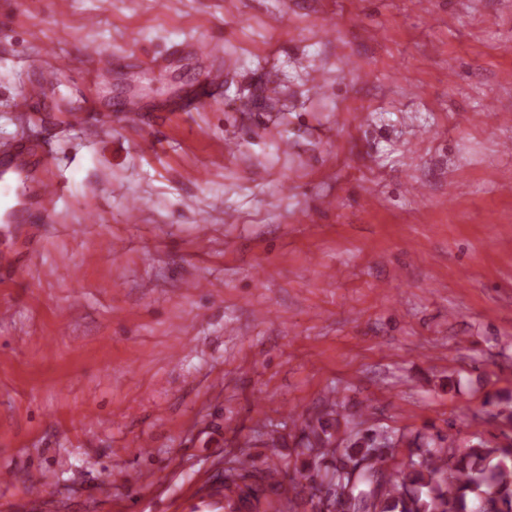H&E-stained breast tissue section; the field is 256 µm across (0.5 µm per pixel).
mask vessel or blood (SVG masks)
I'll return each mask as SVG.
<instances>
[{"label":"vessel or blood","instance_id":"obj_1","mask_svg":"<svg viewBox=\"0 0 512 512\" xmlns=\"http://www.w3.org/2000/svg\"><path fill=\"white\" fill-rule=\"evenodd\" d=\"M82 59L87 62L98 84L105 85L112 79L113 61L109 52L95 45L82 49ZM62 61L50 57L44 60L38 79L28 84L23 92L26 105H40L45 95V88L55 80L62 69ZM127 125L144 123L143 113L133 110H120L117 113L97 114L92 118L81 120L77 131L86 142H94L100 134L115 121ZM48 167V159L28 147L22 139H0V186L16 189L22 201L15 207L11 221L15 224H49L54 219L51 205L59 188L50 176L29 180L28 175L33 166ZM238 503V490L235 485L224 484L219 498L193 504L189 512H235Z\"/></svg>","mask_w":512,"mask_h":512}]
</instances>
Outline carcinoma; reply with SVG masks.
<instances>
[{"label":"carcinoma","instance_id":"cac0c4a2","mask_svg":"<svg viewBox=\"0 0 512 512\" xmlns=\"http://www.w3.org/2000/svg\"><path fill=\"white\" fill-rule=\"evenodd\" d=\"M444 442L411 439L330 405L306 422L297 451L312 510L334 501L338 512H512V442ZM224 480L239 489L244 512L281 492L236 464Z\"/></svg>","mask_w":512,"mask_h":512}]
</instances>
